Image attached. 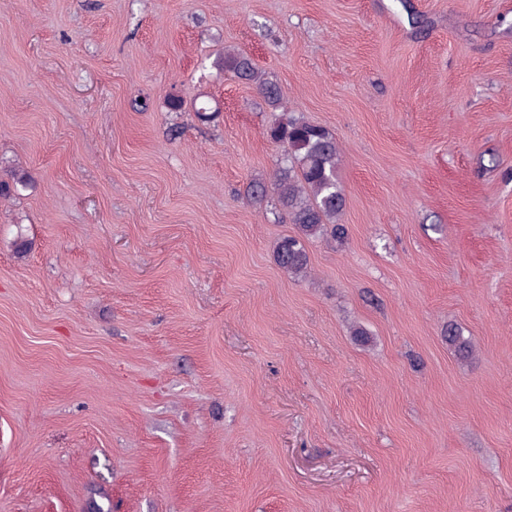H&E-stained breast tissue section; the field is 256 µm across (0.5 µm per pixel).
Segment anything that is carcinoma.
<instances>
[{
	"mask_svg": "<svg viewBox=\"0 0 512 512\" xmlns=\"http://www.w3.org/2000/svg\"><path fill=\"white\" fill-rule=\"evenodd\" d=\"M219 66L254 84L266 104L281 111L266 130L267 137L283 149L274 176L268 183L249 184L245 194L254 200L275 197L280 210L295 224L296 234L280 238L276 262L288 276L300 278L308 272L306 241L341 242L345 238V225L338 223L346 198L337 178L340 151L336 138L325 128L289 113L280 87L262 78L247 55L227 51ZM448 343L459 357L472 355L470 342L458 329L448 328Z\"/></svg>",
	"mask_w": 512,
	"mask_h": 512,
	"instance_id": "carcinoma-1",
	"label": "carcinoma"
}]
</instances>
